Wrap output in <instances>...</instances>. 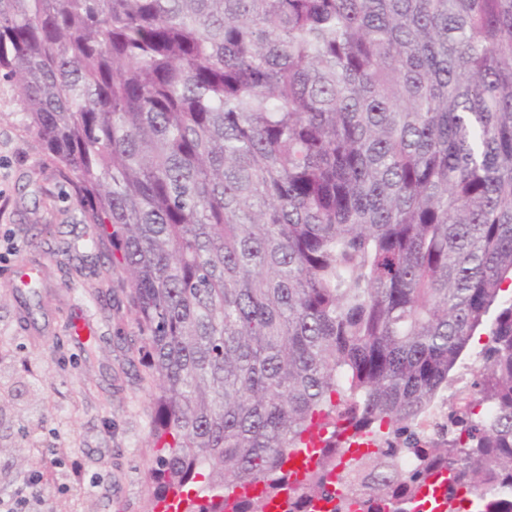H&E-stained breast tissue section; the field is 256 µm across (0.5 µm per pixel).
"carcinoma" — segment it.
Segmentation results:
<instances>
[{"instance_id": "carcinoma-1", "label": "carcinoma", "mask_w": 512, "mask_h": 512, "mask_svg": "<svg viewBox=\"0 0 512 512\" xmlns=\"http://www.w3.org/2000/svg\"><path fill=\"white\" fill-rule=\"evenodd\" d=\"M0 79L129 285L154 506L311 512L362 433L367 512H505L512 0H0Z\"/></svg>"}]
</instances>
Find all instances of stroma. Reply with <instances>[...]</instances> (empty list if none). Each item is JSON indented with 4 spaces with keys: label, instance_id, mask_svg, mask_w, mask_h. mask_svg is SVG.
<instances>
[{
    "label": "stroma",
    "instance_id": "obj_1",
    "mask_svg": "<svg viewBox=\"0 0 512 512\" xmlns=\"http://www.w3.org/2000/svg\"><path fill=\"white\" fill-rule=\"evenodd\" d=\"M0 82V498L149 512L152 390L124 274Z\"/></svg>",
    "mask_w": 512,
    "mask_h": 512
}]
</instances>
